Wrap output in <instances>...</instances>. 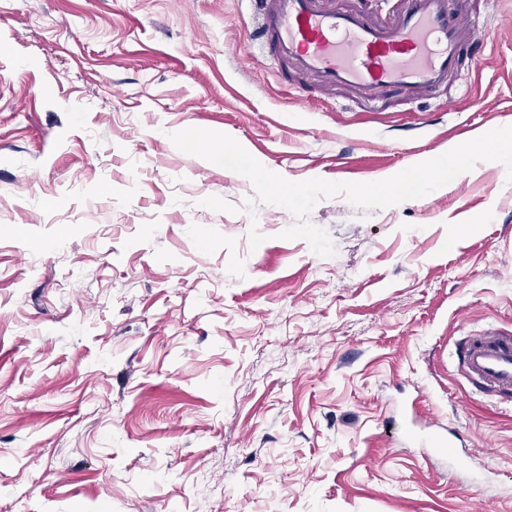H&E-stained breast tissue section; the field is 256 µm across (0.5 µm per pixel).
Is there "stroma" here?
<instances>
[{
  "instance_id": "obj_1",
  "label": "stroma",
  "mask_w": 512,
  "mask_h": 512,
  "mask_svg": "<svg viewBox=\"0 0 512 512\" xmlns=\"http://www.w3.org/2000/svg\"><path fill=\"white\" fill-rule=\"evenodd\" d=\"M447 94L287 87L249 0H0V512H512V407L452 356L512 330V183L286 208L178 150L287 180L390 178L512 125V0ZM453 425L454 471L405 443ZM215 492L202 498L196 474Z\"/></svg>"
}]
</instances>
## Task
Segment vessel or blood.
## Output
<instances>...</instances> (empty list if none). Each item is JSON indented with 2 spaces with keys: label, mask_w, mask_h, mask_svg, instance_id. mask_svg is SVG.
I'll list each match as a JSON object with an SVG mask.
<instances>
[{
  "label": "vessel or blood",
  "mask_w": 512,
  "mask_h": 512,
  "mask_svg": "<svg viewBox=\"0 0 512 512\" xmlns=\"http://www.w3.org/2000/svg\"><path fill=\"white\" fill-rule=\"evenodd\" d=\"M250 2L259 50L281 64V77L369 100L446 90L465 60L483 59L490 38L469 0H399L392 15L376 21L330 0ZM455 353L461 375L478 391L512 398L511 332L487 327L463 337ZM459 437H430V458L453 455Z\"/></svg>",
  "instance_id": "vessel-or-blood-1"
}]
</instances>
